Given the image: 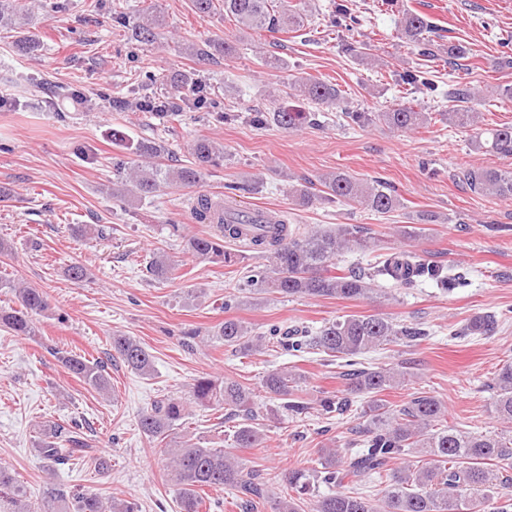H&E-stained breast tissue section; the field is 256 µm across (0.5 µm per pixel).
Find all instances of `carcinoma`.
I'll list each match as a JSON object with an SVG mask.
<instances>
[{"mask_svg":"<svg viewBox=\"0 0 512 512\" xmlns=\"http://www.w3.org/2000/svg\"><path fill=\"white\" fill-rule=\"evenodd\" d=\"M224 13L242 27L254 31L281 30L297 32L303 19L295 10L273 12L270 0H223ZM15 0H0V31L22 28L16 22ZM157 19L135 27L132 38L139 43L155 40ZM433 26L421 15L410 13L403 22V35L423 46L421 55L435 60L428 48L426 34ZM430 70L408 71L401 76L407 85L421 83L430 89ZM178 93H190L198 110H214L218 120L229 118L218 111L221 104L200 90L193 74L180 73L171 80ZM295 95L318 107H330L342 98L338 85L315 78H302L292 84ZM479 94L465 87L452 92L455 105L446 112L448 123L474 130V149L499 157H512V126L484 128L480 113L469 103ZM135 106L159 119L181 116L179 97L141 95ZM346 116L360 127L385 126L392 130H412L428 123L429 114L418 112L405 103L391 105L384 112H348ZM275 122L286 130L295 129L311 120L308 112L277 109ZM125 150L138 157L127 165L115 163L118 177L112 183V195L142 200L162 187L195 188L210 169L224 163V147L207 137L195 139L191 145L193 161L177 169H163L156 159L166 151L154 140L133 141L115 134ZM468 190L476 195L512 199V168L476 167L462 171ZM326 193L336 200L360 206L368 211L386 214L400 205L399 195L388 183L374 180L362 182L343 172L330 173L320 179ZM192 218L198 224H213L215 235L181 236L180 227L171 225L172 234L183 237L186 250L194 257L226 267L246 270L243 286L260 292H271L283 298L356 300L366 296L378 279L393 281L407 288L430 278L446 290L463 285L459 276L450 278L442 266L409 251L385 252L384 258L369 270L351 268L342 273L333 269L336 260L348 252H369L380 247V239L361 224H338L330 230L301 232L286 220L265 216L259 222L244 214L219 196L197 193L190 202ZM238 241L262 253L264 263L245 264L246 256L224 247V241ZM176 263L164 253H155L149 273L157 280H170ZM13 296V305L0 307V330L16 336H34V317L50 309L48 296L39 288L20 287L9 279H0V290ZM496 319L478 315L463 330L468 336H486L495 329ZM215 335L224 345L243 355L260 352L273 345L287 352L315 350L346 360L351 370L344 373L347 393L344 397L326 396L320 400L321 410L342 416L353 406V398L368 397L369 419L341 448L320 449L321 467L311 472L293 468L282 476L291 494L279 495L273 487L248 472L233 453L237 448H257L264 441L262 430L243 425L234 430L231 447L202 446L173 436L175 426L190 415V406L216 412H243L255 420L258 411L255 393L248 385L229 378L205 374L192 379L186 397H166L152 403L139 418V430L159 446L167 481L175 488L180 512H203L207 509L205 491L229 489L240 512H252L257 502L270 503L271 512H512V498L503 500L490 495V488L512 484L506 472L512 469V435H476L461 432L443 424L445 406L432 395L414 396L391 405L380 398L382 392L403 384L409 373L398 364L392 367H357V357L381 349L397 340L417 342L428 336L418 324H397L378 314L350 315L324 323L319 328H282L271 324L263 332H255L245 323L226 319ZM112 352L131 371L150 376L154 371L153 356L131 336L115 335L110 342ZM51 355L77 379L102 396L110 394L111 382L107 363L68 349L54 347ZM306 376L286 367L269 371L262 388L280 401L279 408L299 415L307 404L299 396ZM493 407L497 418L512 425V363H506L492 380ZM36 448L49 471L40 501L29 499L24 486L9 468L0 466V512H138V506L117 496L87 494L74 485L57 480L56 472L72 461L94 464L96 471L106 469L107 462L89 455V445L80 429L60 423L39 430ZM408 448H420L434 458L428 467L414 468L408 463L395 465ZM390 476L378 497L349 492L366 476ZM329 487L326 494L316 493V486Z\"/></svg>","mask_w":512,"mask_h":512,"instance_id":"cac0c4a2","label":"carcinoma"}]
</instances>
